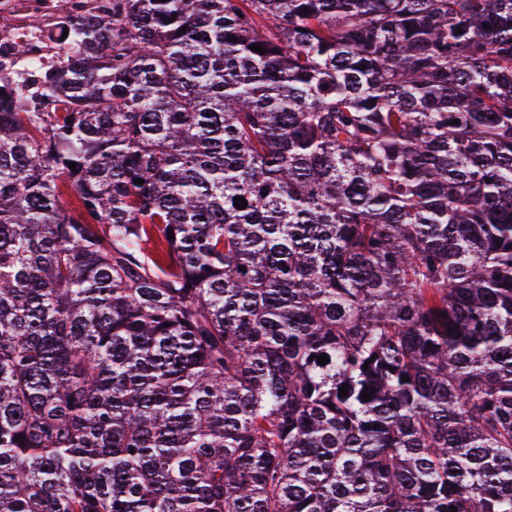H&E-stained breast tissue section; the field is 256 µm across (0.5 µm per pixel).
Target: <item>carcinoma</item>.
<instances>
[{
    "instance_id": "obj_1",
    "label": "carcinoma",
    "mask_w": 512,
    "mask_h": 512,
    "mask_svg": "<svg viewBox=\"0 0 512 512\" xmlns=\"http://www.w3.org/2000/svg\"><path fill=\"white\" fill-rule=\"evenodd\" d=\"M61 2L0 76V512H512V0Z\"/></svg>"
}]
</instances>
